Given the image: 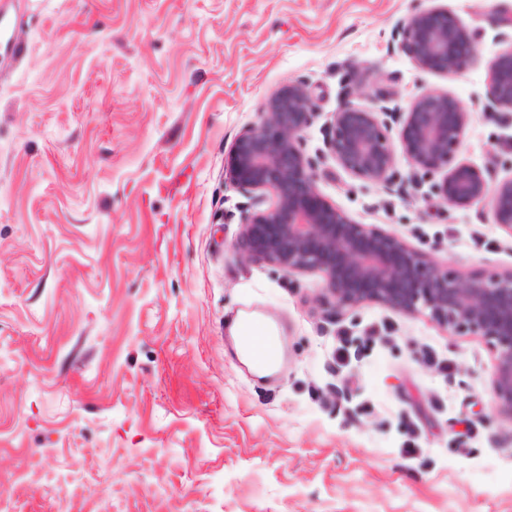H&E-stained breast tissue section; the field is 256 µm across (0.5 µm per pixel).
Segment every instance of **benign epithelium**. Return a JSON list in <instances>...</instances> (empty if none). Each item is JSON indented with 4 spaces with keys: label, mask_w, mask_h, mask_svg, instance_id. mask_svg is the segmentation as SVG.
Segmentation results:
<instances>
[{
    "label": "benign epithelium",
    "mask_w": 512,
    "mask_h": 512,
    "mask_svg": "<svg viewBox=\"0 0 512 512\" xmlns=\"http://www.w3.org/2000/svg\"><path fill=\"white\" fill-rule=\"evenodd\" d=\"M397 47L421 67L455 73L476 57L472 35L453 13L435 7L402 19L392 32ZM488 107L512 110V48L488 66ZM377 113L350 101L331 113L327 154L352 176L388 193L419 186L417 174L440 175L431 186L439 202L461 207L491 196L495 224L512 235V177L489 191L485 175L458 160L469 112L458 99L428 91L405 112ZM311 95L298 81L266 100L259 122L236 139L231 181L246 198L237 252L286 274L318 273L331 312L375 303L423 315L448 332L484 338L495 350L493 394L512 418V271L456 276L425 253L382 228L358 224L324 202L317 189L304 133L312 124ZM398 134L413 173L396 180L388 122Z\"/></svg>",
    "instance_id": "obj_1"
}]
</instances>
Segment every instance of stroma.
<instances>
[{
    "label": "stroma",
    "instance_id": "1",
    "mask_svg": "<svg viewBox=\"0 0 512 512\" xmlns=\"http://www.w3.org/2000/svg\"><path fill=\"white\" fill-rule=\"evenodd\" d=\"M474 35L464 70L392 45L413 12ZM0 52V501L13 512H512V419L479 336L243 260L236 137L308 84L320 196L457 275L512 270L490 201L389 194L326 153L344 101L470 114L458 158L512 176V112L485 109L512 0H22ZM278 319L263 379L227 318ZM348 353L335 361L339 345ZM473 431L462 436V418Z\"/></svg>",
    "mask_w": 512,
    "mask_h": 512
}]
</instances>
